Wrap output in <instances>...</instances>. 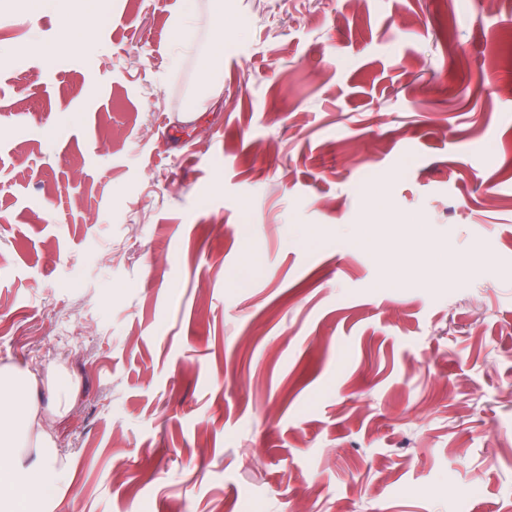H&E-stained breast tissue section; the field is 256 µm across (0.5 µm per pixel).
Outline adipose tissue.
Segmentation results:
<instances>
[{"instance_id":"adipose-tissue-1","label":"adipose tissue","mask_w":512,"mask_h":512,"mask_svg":"<svg viewBox=\"0 0 512 512\" xmlns=\"http://www.w3.org/2000/svg\"><path fill=\"white\" fill-rule=\"evenodd\" d=\"M210 41L213 50L199 63L204 94L220 90L224 70V4L215 0ZM94 12L65 17L60 35L49 43L31 44L32 52L44 58L72 53L84 41ZM71 409L68 391L58 389L52 375L12 365L0 366V507L8 512L11 490H22L32 512H40L50 493L60 489L70 465L61 458L52 434L54 423Z\"/></svg>"}]
</instances>
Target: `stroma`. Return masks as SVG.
<instances>
[{
	"mask_svg": "<svg viewBox=\"0 0 512 512\" xmlns=\"http://www.w3.org/2000/svg\"><path fill=\"white\" fill-rule=\"evenodd\" d=\"M0 0V365L54 512H512V0ZM373 236V250L356 245ZM256 265L242 278L245 262ZM212 23L210 27V42L214 51L205 54L199 63L200 86L203 89L204 97L219 92L224 70V39H232L236 33L225 32L224 2L216 1L211 9ZM95 18L93 10L87 11L80 17L67 16L63 20L60 35L50 43H34L28 47L31 52L38 53L44 58L64 56L72 53L84 41L87 29ZM44 391L49 396L46 406L42 404ZM71 391L72 387L61 390L55 386L50 368L43 377L28 368L0 366L1 509L13 508L9 490L20 489L29 511L41 512L48 494L66 482L70 465L56 448L52 427L71 410ZM25 448L31 454H25Z\"/></svg>",
	"mask_w": 512,
	"mask_h": 512,
	"instance_id": "stroma-1",
	"label": "stroma"
}]
</instances>
